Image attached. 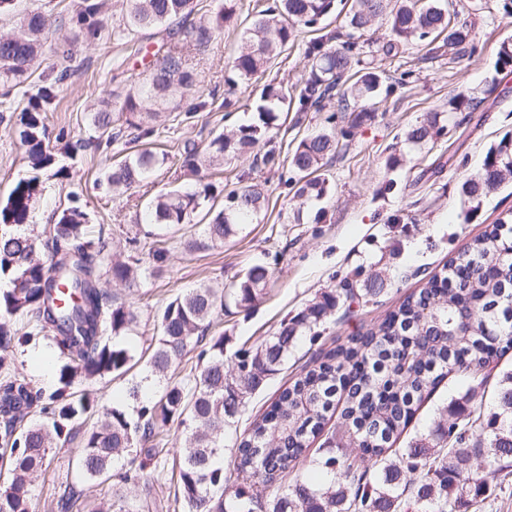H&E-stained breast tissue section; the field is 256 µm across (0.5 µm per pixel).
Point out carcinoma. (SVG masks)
I'll return each instance as SVG.
<instances>
[{
	"mask_svg": "<svg viewBox=\"0 0 512 512\" xmlns=\"http://www.w3.org/2000/svg\"><path fill=\"white\" fill-rule=\"evenodd\" d=\"M235 0H222L206 20L187 30L199 48L209 46L234 21ZM126 29L184 22L193 13V0H126ZM103 0H78L71 17L75 37L93 43L101 36ZM336 11V0H268L246 31V46L232 59L225 84L228 89L262 84L257 119L222 133L202 151L185 148L181 167L192 173L205 164L257 154L278 126L280 113L322 112L332 101L353 115L352 125L375 108L380 76L359 67L351 55L354 32L375 20L389 25L392 50L398 43L442 39L459 57L472 41L471 29L451 21L442 0H349L346 27L352 29L339 48L333 37L311 39L305 51L308 76L299 91L273 80L263 81L275 60L294 43L297 27L311 28ZM47 19L37 8L19 17L13 34L0 37V78L23 83L46 38ZM54 82L42 86L21 112L18 135L29 167L35 175L18 180L0 202V348L23 344L27 337L13 329L16 319L35 323L47 332L59 361L58 386L47 393L31 381L10 376L0 380V449L9 454L10 480L0 487V512H35L33 482L46 466L49 453L71 442L83 419L96 415L83 434L77 460L81 478L96 483L116 478L127 484L138 477L155 454L150 446L166 427L176 422L186 434L179 458L178 492L186 512H455L470 495L483 488L478 469L512 458V370L499 381L495 410L486 419L469 418L471 397L454 398L441 415L454 420L440 431L437 441L415 438L405 448L395 444L422 405L446 377L483 374L490 359L512 350V227L503 219L487 227L464 256L427 284L405 295L393 309L368 328L334 347L318 346L310 363L302 367L268 410L256 419L247 437L233 442L234 467L251 474L254 483L274 486L271 498L246 487H232L224 472V431L247 404V399L281 370L299 343L315 345L327 314L336 309V291L280 323L264 341L241 347L224 366V334L208 336L226 306V296L200 285L170 300L158 316L159 336L147 361L150 375L165 383L156 399H142L132 389L135 405L100 407L88 392L75 385L92 379L122 377L135 356L117 339L136 324L132 305L99 287V272L126 283L140 259L114 258L103 234L89 237L85 214L77 207L62 211L47 241L49 261L37 256L35 239L27 232L41 171L64 178L67 167L46 140L42 112L57 97L70 75L73 54L62 46ZM193 71L182 53L172 48L149 75L119 104L118 118L142 128L149 102L165 101L179 90L194 86ZM112 106L94 113L97 148L110 146L122 135L114 126ZM445 129L430 115L411 127L406 141L424 146ZM333 130L322 129L303 137L284 159L269 150L265 165H284L294 174L295 195L322 199L328 179L319 174L336 154ZM168 154L146 148L126 156L112 168L107 185L128 190L151 177L166 164ZM512 177V139L491 149L481 171L466 180L462 194L482 200ZM215 185L201 182L195 191L170 189L146 206L145 223L158 237L148 251L152 272L163 271L168 249L161 237L214 199ZM220 209H208L205 239L222 245L265 206L266 196L256 184H241L223 194ZM270 279L263 264L250 266L229 296L236 307L251 310L264 295ZM80 296L59 303V288ZM382 289L375 281L359 291L343 289L344 301L373 298ZM470 335L456 342L455 332ZM198 349L199 373L184 381L167 382L170 368L188 349ZM38 419H32V416ZM336 423L328 425L332 417ZM485 433V441L472 446L470 433ZM325 435L318 456L311 444ZM350 439L361 450L359 462L336 454V445ZM123 452L139 458L137 473L112 472L114 459Z\"/></svg>",
	"mask_w": 512,
	"mask_h": 512,
	"instance_id": "1",
	"label": "carcinoma"
}]
</instances>
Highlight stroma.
Wrapping results in <instances>:
<instances>
[{
    "instance_id": "35a3bbf8",
    "label": "stroma",
    "mask_w": 512,
    "mask_h": 512,
    "mask_svg": "<svg viewBox=\"0 0 512 512\" xmlns=\"http://www.w3.org/2000/svg\"><path fill=\"white\" fill-rule=\"evenodd\" d=\"M263 3L237 0V23L225 27L208 48L200 50L191 42H183L196 85L151 119L154 132L149 140L157 150L167 151L169 160L149 179L120 196L112 194L103 182L116 159L141 148L132 129L125 130L107 149H87L73 158L62 157L69 170L67 179L42 174V192L29 226L41 258L49 256L44 243L50 227L63 210L73 206L86 213L90 226L103 231L112 252L129 255L130 238L144 233L140 217L146 202L165 189L197 184V177L180 166L184 146H204L217 134L253 121L249 87L228 90L224 72L246 42L248 18ZM41 4L51 14L53 25L32 75L23 87L7 90L0 86V200L18 179L30 174L15 124L29 96L52 80L55 47L70 45L76 69L47 107L46 124L50 136L62 132L74 141L95 137L91 116L101 100L122 102L170 44L160 26L128 33L122 21L125 0H105L102 38L94 44L72 37L74 0H41ZM448 11L455 20L471 24L475 33L473 45L463 58L453 59L447 48L423 44L384 53L381 46L388 39V28L375 23L357 40L361 59L372 63L380 76L375 112L352 129L348 113L334 103L325 113L301 117L289 113L286 123L271 131L268 146L280 155L287 154L311 131L332 127L340 132L338 152L327 165V198L298 203L278 171L249 156L226 161L222 170L214 173L213 182L224 183L229 189L241 179L265 183L269 197L265 210L240 225L221 246L202 243L203 223L192 217L183 225L181 238L199 239V249L184 250L181 238L171 239L168 265L161 276L143 269L126 284L102 276L101 288L131 303L138 315L136 326L124 338L134 352L155 342L158 315L170 299L201 284L232 289L247 268L258 262L271 270L260 303L247 313L226 309L222 319L214 323V332L224 335L225 354L245 343L262 342L277 332L283 319L295 315L324 291L347 284L362 288L381 271L385 274L383 293L362 308L337 305L325 320L323 340L328 343L364 332L401 296L422 287L431 273L440 271L501 213L512 210V178L478 205L460 192L462 183L481 169L488 151L504 136L512 135V72L496 67L501 42L512 40V16L504 14L501 0H448ZM309 39L307 28H298L293 45L273 64L271 79L299 87L308 72L304 51ZM460 93L477 97L478 107L453 113L450 126L434 143L417 148L404 142L403 134L411 125L428 113L447 111L449 98ZM228 99L233 102L229 108L224 105ZM393 156L399 157V164H390ZM5 356L12 374L47 391L56 388L54 351L43 336L10 347ZM311 356L309 342H302L285 368L249 398L245 412L227 430V442L249 433L255 416ZM511 367L512 351L486 369L482 383L462 375L450 376L423 404L398 440V447H406L416 435L429 433L437 407L460 393L475 390L476 404L483 412L492 411L500 373ZM134 385L155 396L163 390L142 361L124 378L92 380L85 388L106 407L127 400L128 389ZM183 440L181 427L170 425L159 454L137 480L120 487L110 480L84 485L83 497L70 512H90L118 493L133 512H184L175 500L178 470L172 465L173 453ZM79 450L75 441L52 455L34 486L37 512H59L57 503L65 488L83 485L76 469ZM482 477L483 492L468 512H512V463L493 464Z\"/></svg>"
}]
</instances>
